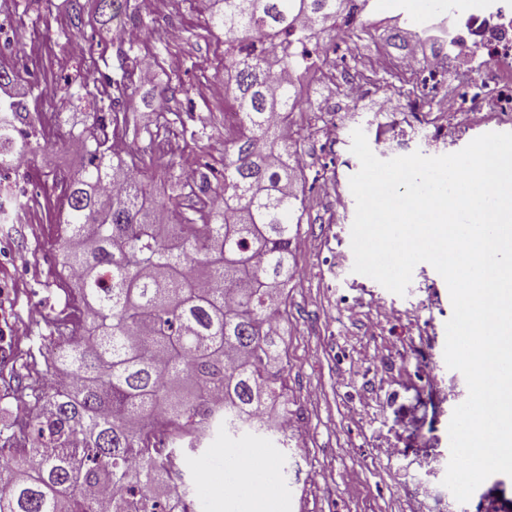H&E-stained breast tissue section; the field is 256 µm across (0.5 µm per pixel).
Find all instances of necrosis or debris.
<instances>
[{
    "label": "necrosis or debris",
    "instance_id": "necrosis-or-debris-1",
    "mask_svg": "<svg viewBox=\"0 0 512 512\" xmlns=\"http://www.w3.org/2000/svg\"><path fill=\"white\" fill-rule=\"evenodd\" d=\"M402 30L407 46L374 50L356 68L338 67L335 113L346 105H367L380 124L403 115L400 141L378 140L376 149L400 151L401 141L422 134L429 145H455L478 129H512V0H479L448 11L445 0H421L409 7ZM395 72L400 89L375 88L370 76ZM438 418H430L419 441L416 482L428 512H512V498L490 483L467 503L442 484L448 461L438 447Z\"/></svg>",
    "mask_w": 512,
    "mask_h": 512
}]
</instances>
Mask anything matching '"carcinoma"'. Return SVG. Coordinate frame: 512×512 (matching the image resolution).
Segmentation results:
<instances>
[{
    "label": "carcinoma",
    "instance_id": "obj_1",
    "mask_svg": "<svg viewBox=\"0 0 512 512\" xmlns=\"http://www.w3.org/2000/svg\"><path fill=\"white\" fill-rule=\"evenodd\" d=\"M355 0H208L224 30L225 101L236 106L224 135L223 194L203 203L200 224L174 222L169 202L138 177L142 158L79 132L83 163L64 185L57 248L75 279V318L58 327L47 370L73 382L40 389L0 461V512H188V490L150 448L168 434L172 454L201 447L211 430L280 432L288 416L280 333L284 284L305 212L292 191L306 176L274 123L301 102L312 39ZM126 56L109 104L92 126L127 122L114 105L133 89ZM20 100L0 102V170L44 149L21 133Z\"/></svg>",
    "mask_w": 512,
    "mask_h": 512
}]
</instances>
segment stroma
<instances>
[{"instance_id": "obj_1", "label": "stroma", "mask_w": 512, "mask_h": 512, "mask_svg": "<svg viewBox=\"0 0 512 512\" xmlns=\"http://www.w3.org/2000/svg\"><path fill=\"white\" fill-rule=\"evenodd\" d=\"M136 14L143 20V37L128 45L113 40L114 24L101 16L97 0H0V25L15 44L14 54L0 55V68L18 74L11 86L0 89V97L23 95L31 117L41 122L40 142L53 146L47 158L0 173V198L24 183L31 199L22 220L0 223V446L14 429L19 409L30 403L33 388L44 384L57 327L73 307V282L63 274L56 249L63 202L59 178L77 171L82 156L67 143L68 125L57 124L54 116H74L79 127H86L95 101L106 98L109 89L88 85L69 98L59 92L66 78L82 77L91 65L113 74L130 51L153 58L157 79L137 86L127 99L129 122L116 126L117 146L140 150L147 142L142 131L155 129L158 111L180 113L184 132L172 136L168 153L145 168L152 192L170 200L184 223L196 224L195 200L180 195L174 185L184 166L193 165L198 178L207 180L210 196H219L223 188L229 116L217 100L198 97L194 88L204 82L223 87L225 34L209 27L202 0H166L161 14L145 10L143 0H123L121 18ZM175 75L184 91L163 95L167 78ZM354 113L352 127L337 124L332 139L320 117L292 115L302 126L298 152L307 160L308 176L332 178L346 196L350 177L360 169L351 152L353 128L362 129L370 141L377 135L371 112L358 107ZM355 211L352 205L337 211L334 201L322 197L308 204L299 228L308 246L293 254L296 273L286 285L288 322L281 331L288 352V413L300 419L298 437L284 446L277 435L263 431H214L204 448L185 459L186 472L206 470L205 481L190 486L197 512H267L263 499L225 493L224 471L211 461L228 448L247 449L251 466L259 470L289 453L298 459L283 481L280 512H419L410 492L414 451L406 446L419 430L400 423L383 397L393 388L419 395L410 356L417 347H431L437 372L449 375L446 318L436 317L437 332L431 335L415 314L433 291L444 309L452 304L444 279L426 262L416 265L402 296L354 273ZM352 294L383 298L398 315L383 329L371 330L373 309L344 310L342 298ZM384 349L402 359L395 369L378 372L369 366L371 354ZM379 435L405 446L404 455L391 459L375 448ZM313 469L319 473L314 482L308 478Z\"/></svg>"}]
</instances>
